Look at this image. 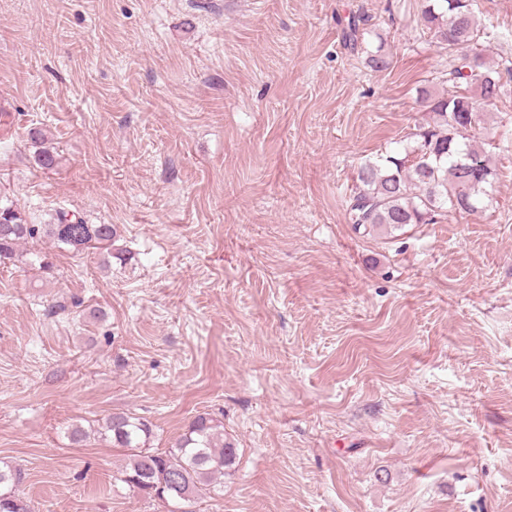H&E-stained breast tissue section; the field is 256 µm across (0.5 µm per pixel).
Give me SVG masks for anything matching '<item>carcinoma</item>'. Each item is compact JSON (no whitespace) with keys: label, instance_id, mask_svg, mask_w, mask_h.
Listing matches in <instances>:
<instances>
[{"label":"carcinoma","instance_id":"obj_1","mask_svg":"<svg viewBox=\"0 0 512 512\" xmlns=\"http://www.w3.org/2000/svg\"><path fill=\"white\" fill-rule=\"evenodd\" d=\"M423 21L432 42L448 54L444 88L437 95L420 91L432 121L411 133L403 150L360 165L347 208L356 231L433 224L437 216H474L488 206L496 168L473 131L484 106L508 97L484 48L496 33L480 26L475 0H429ZM27 135L39 147V165L54 168L57 157L45 146L42 130L33 127ZM116 236L114 225L89 224L64 210L51 224H33L14 203H0V265L18 261L19 246L30 239L44 238L73 252L96 249L110 255ZM95 432L127 458L117 471L122 481L161 503L177 500L157 493L170 476L190 488L196 500L219 495L224 476L236 463V449L224 441L221 421L208 413L196 416L165 450L152 447L153 425L135 414L114 413ZM22 479L20 468L0 464V512H31L18 491Z\"/></svg>","mask_w":512,"mask_h":512}]
</instances>
